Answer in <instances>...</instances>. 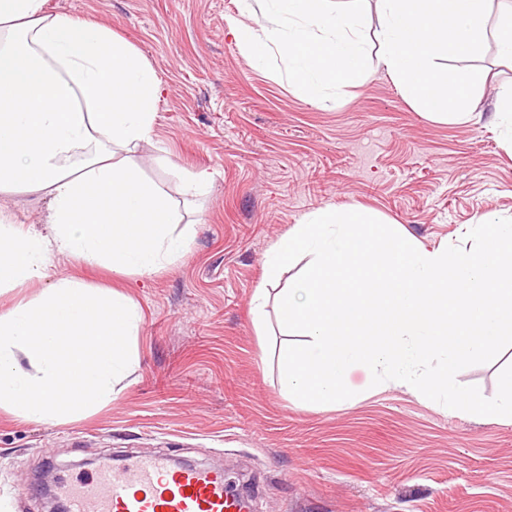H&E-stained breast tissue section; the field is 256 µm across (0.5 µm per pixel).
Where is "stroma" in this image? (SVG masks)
Listing matches in <instances>:
<instances>
[{
    "label": "stroma",
    "mask_w": 512,
    "mask_h": 512,
    "mask_svg": "<svg viewBox=\"0 0 512 512\" xmlns=\"http://www.w3.org/2000/svg\"><path fill=\"white\" fill-rule=\"evenodd\" d=\"M365 18L368 69L312 102L270 52L254 63L233 40L257 0H47L49 11L99 23L130 42L166 89L151 141L133 158L175 202L191 239L150 277L90 271L62 258L58 274L116 288L140 307L137 361L122 393L80 419L36 424L0 411V512H44L32 480L85 472L86 460L160 454L223 467L252 512H512V423L450 410L353 366V402L294 403L280 387L289 337L258 335L249 299L269 247L304 215L362 206L426 244L462 243L486 215L512 218V152L494 121L512 61L491 47L453 60L486 83L460 125L420 114L378 67L376 0ZM213 175L207 194L186 174ZM512 346L456 380L494 397Z\"/></svg>",
    "instance_id": "stroma-1"
}]
</instances>
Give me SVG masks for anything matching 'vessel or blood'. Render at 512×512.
<instances>
[{
	"label": "vessel or blood",
	"mask_w": 512,
	"mask_h": 512,
	"mask_svg": "<svg viewBox=\"0 0 512 512\" xmlns=\"http://www.w3.org/2000/svg\"><path fill=\"white\" fill-rule=\"evenodd\" d=\"M70 512H246L247 498L231 489L223 469L173 470L170 460L137 456L88 476L61 477Z\"/></svg>",
	"instance_id": "vessel-or-blood-1"
}]
</instances>
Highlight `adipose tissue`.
<instances>
[{"label":"adipose tissue","mask_w":512,"mask_h":512,"mask_svg":"<svg viewBox=\"0 0 512 512\" xmlns=\"http://www.w3.org/2000/svg\"><path fill=\"white\" fill-rule=\"evenodd\" d=\"M265 2L261 31L231 28L250 59L277 51L317 102L362 73L364 20L344 0ZM161 91L148 60L107 28L48 12L46 0H0V196L49 202L42 232L0 207V295H15L0 311L1 410L59 424L121 393L138 305L53 269L67 257L150 276L185 253L168 194L131 157L152 138Z\"/></svg>","instance_id":"ef3b65f1"}]
</instances>
